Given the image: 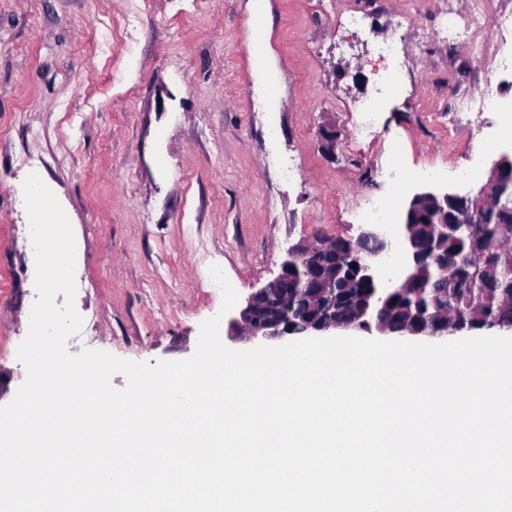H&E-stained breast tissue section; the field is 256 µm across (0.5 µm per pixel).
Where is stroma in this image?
I'll use <instances>...</instances> for the list:
<instances>
[{
  "label": "stroma",
  "instance_id": "obj_1",
  "mask_svg": "<svg viewBox=\"0 0 512 512\" xmlns=\"http://www.w3.org/2000/svg\"><path fill=\"white\" fill-rule=\"evenodd\" d=\"M448 0H0V406L25 379L17 358L37 298L23 182L53 191L82 246L68 340L156 363L190 357L221 293L240 297L278 271L279 253L314 237L355 234L367 199L467 191L478 179L431 181L465 168L492 134L479 111L512 98L499 38L482 50L424 38ZM360 8L361 30L344 24ZM264 47L249 40L254 24ZM397 42L400 94L363 133L352 107L382 87L380 44ZM464 121L449 131L456 113ZM341 132L335 158L319 129ZM400 140L410 181L384 173ZM294 176H286V167Z\"/></svg>",
  "mask_w": 512,
  "mask_h": 512
}]
</instances>
